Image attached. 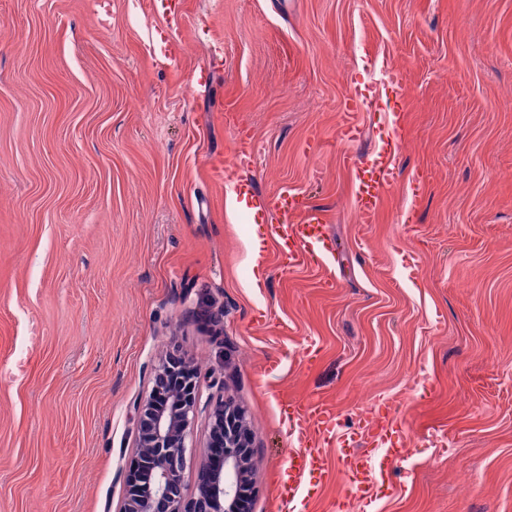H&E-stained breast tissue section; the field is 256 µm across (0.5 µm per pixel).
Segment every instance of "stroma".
Masks as SVG:
<instances>
[{
	"label": "stroma",
	"instance_id": "obj_1",
	"mask_svg": "<svg viewBox=\"0 0 512 512\" xmlns=\"http://www.w3.org/2000/svg\"><path fill=\"white\" fill-rule=\"evenodd\" d=\"M182 9L174 27L161 0H0V512H117L133 404L172 353L246 409L252 512H278L290 474L282 401L331 402L347 429L367 397L391 399L408 456L372 499L337 478L303 512H512V0ZM352 93L361 135L341 140ZM397 110L396 182L355 223L342 157ZM240 131L259 151L236 176L325 210L329 267L247 259L265 229L209 169Z\"/></svg>",
	"mask_w": 512,
	"mask_h": 512
}]
</instances>
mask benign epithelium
<instances>
[{
    "mask_svg": "<svg viewBox=\"0 0 512 512\" xmlns=\"http://www.w3.org/2000/svg\"><path fill=\"white\" fill-rule=\"evenodd\" d=\"M200 374L165 357L154 368L152 387L135 402L136 452L128 462L125 494L118 512H250L256 480L254 447L242 440L249 432L245 411L219 392L201 403ZM208 417L207 448H220L198 463L193 496L183 494V471L192 447L195 419Z\"/></svg>",
    "mask_w": 512,
    "mask_h": 512,
    "instance_id": "1",
    "label": "benign epithelium"
}]
</instances>
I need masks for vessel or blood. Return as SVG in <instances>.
Returning <instances> with one entry per match:
<instances>
[{
  "label": "vessel or blood",
  "mask_w": 512,
  "mask_h": 512,
  "mask_svg": "<svg viewBox=\"0 0 512 512\" xmlns=\"http://www.w3.org/2000/svg\"><path fill=\"white\" fill-rule=\"evenodd\" d=\"M365 106L363 99L346 97L341 106L342 135L357 134L355 114ZM398 120H391L382 150L376 156L355 160L344 156L343 163L352 170L355 181V212L359 223H376L385 193L395 181L391 161L400 138ZM240 194L251 200L255 219L267 213L280 220L266 225L268 239L275 246L280 269L294 273L335 254L337 248L328 235V218L324 210L309 206L302 194L284 188L273 196L257 195L253 185L238 181ZM286 412L294 423L297 445L291 449L288 467L293 480L281 488L279 501L283 512H295L300 496H313L334 478H342L359 499L371 497L374 490L388 484L390 466L405 453L403 443L395 441L393 432H381L373 421H365L352 432L339 427L333 404L288 403ZM336 447L335 459H328L326 450Z\"/></svg>",
  "instance_id": "obj_1"
}]
</instances>
